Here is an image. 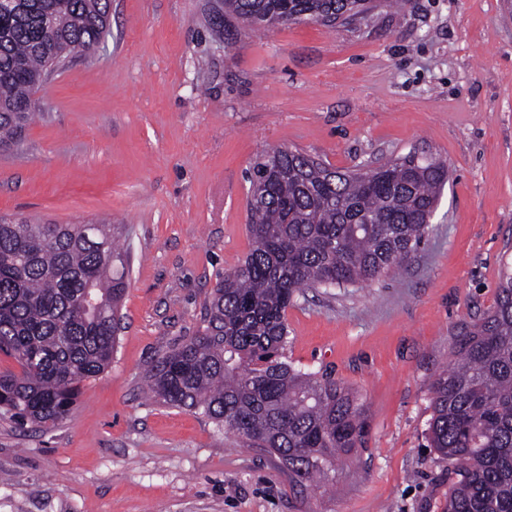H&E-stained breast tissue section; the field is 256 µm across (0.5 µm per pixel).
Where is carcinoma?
I'll return each mask as SVG.
<instances>
[{
  "label": "carcinoma",
  "instance_id": "carcinoma-1",
  "mask_svg": "<svg viewBox=\"0 0 512 512\" xmlns=\"http://www.w3.org/2000/svg\"><path fill=\"white\" fill-rule=\"evenodd\" d=\"M285 6L294 23L328 26L367 12L365 0H224L214 25L263 22ZM110 12L111 0H0V149L17 146L35 117L49 63L90 54ZM252 174L261 195L248 204L251 249L217 283L201 329L147 370V387L317 489L363 446L364 405L288 363L285 312L305 288L354 286L397 267L420 245L448 165L405 156L342 171L276 147ZM128 268L114 224L0 219V353L20 367L0 373V408L19 428L58 425L112 363ZM454 356L432 385L428 428L430 447L453 464L444 512H512V269Z\"/></svg>",
  "mask_w": 512,
  "mask_h": 512
}]
</instances>
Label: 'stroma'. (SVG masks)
<instances>
[{"instance_id":"35a3bbf8","label":"stroma","mask_w":512,"mask_h":512,"mask_svg":"<svg viewBox=\"0 0 512 512\" xmlns=\"http://www.w3.org/2000/svg\"><path fill=\"white\" fill-rule=\"evenodd\" d=\"M213 0H112L110 33L52 73L0 151V216L126 225L112 363L48 431L0 414V512H443L431 384L512 260V0H403L350 25L210 29ZM297 148L338 169L436 156L448 182L400 267L309 288L287 309L288 361L362 399L364 449L333 484L145 390L244 260L249 175Z\"/></svg>"}]
</instances>
